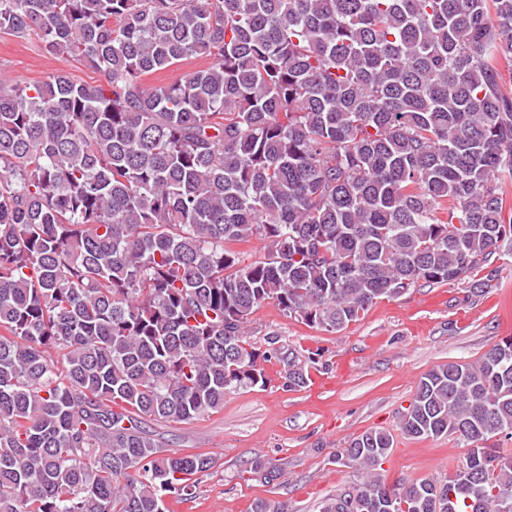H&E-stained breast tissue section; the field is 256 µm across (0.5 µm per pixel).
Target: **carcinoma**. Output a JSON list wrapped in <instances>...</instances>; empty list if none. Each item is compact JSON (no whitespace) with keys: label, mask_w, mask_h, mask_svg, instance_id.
Listing matches in <instances>:
<instances>
[{"label":"carcinoma","mask_w":512,"mask_h":512,"mask_svg":"<svg viewBox=\"0 0 512 512\" xmlns=\"http://www.w3.org/2000/svg\"><path fill=\"white\" fill-rule=\"evenodd\" d=\"M0 33L100 75L0 82V512L195 498L216 459L147 422L266 385L263 304L335 333L417 286L488 285L512 242V0H0ZM400 429L456 436L465 463L389 485L392 436L366 430L336 451L359 483L320 512H512L491 443L512 439V337L424 374Z\"/></svg>","instance_id":"obj_1"}]
</instances>
